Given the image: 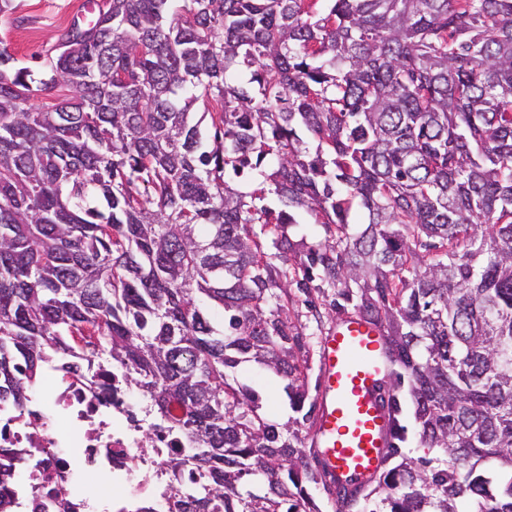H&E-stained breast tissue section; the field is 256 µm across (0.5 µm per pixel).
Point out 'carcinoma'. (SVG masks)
Here are the masks:
<instances>
[{"instance_id": "1", "label": "carcinoma", "mask_w": 512, "mask_h": 512, "mask_svg": "<svg viewBox=\"0 0 512 512\" xmlns=\"http://www.w3.org/2000/svg\"><path fill=\"white\" fill-rule=\"evenodd\" d=\"M10 60L1 403L23 409L52 363L117 365L186 437L181 512H322L291 288H328L383 328L444 454L385 465L336 512H512V0H106L64 32L50 109ZM199 100L220 111L192 120ZM300 225L321 232L300 245ZM243 362L308 430L229 383ZM20 459L0 447V512Z\"/></svg>"}]
</instances>
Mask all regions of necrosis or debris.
Wrapping results in <instances>:
<instances>
[{
    "label": "necrosis or debris",
    "mask_w": 512,
    "mask_h": 512,
    "mask_svg": "<svg viewBox=\"0 0 512 512\" xmlns=\"http://www.w3.org/2000/svg\"><path fill=\"white\" fill-rule=\"evenodd\" d=\"M136 408L125 389L94 398L77 386L52 390L47 400L22 411L0 406V446L21 449L27 471L15 491L19 502L39 492L55 468L70 474L103 466L111 469L112 480L100 483L96 493L111 498L113 512H160L178 489L166 463L182 440L153 434L151 422ZM36 414L51 415L52 422L35 437L30 421Z\"/></svg>",
    "instance_id": "4bbe7bcc"
}]
</instances>
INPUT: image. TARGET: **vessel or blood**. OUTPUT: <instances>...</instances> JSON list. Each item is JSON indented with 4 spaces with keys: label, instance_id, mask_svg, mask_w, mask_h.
Returning a JSON list of instances; mask_svg holds the SVG:
<instances>
[{
    "label": "vessel or blood",
    "instance_id": "b4317fda",
    "mask_svg": "<svg viewBox=\"0 0 512 512\" xmlns=\"http://www.w3.org/2000/svg\"><path fill=\"white\" fill-rule=\"evenodd\" d=\"M390 363L379 325L350 315L320 344V409L312 438L328 486L378 474L393 443L394 415L380 382Z\"/></svg>",
    "mask_w": 512,
    "mask_h": 512
}]
</instances>
